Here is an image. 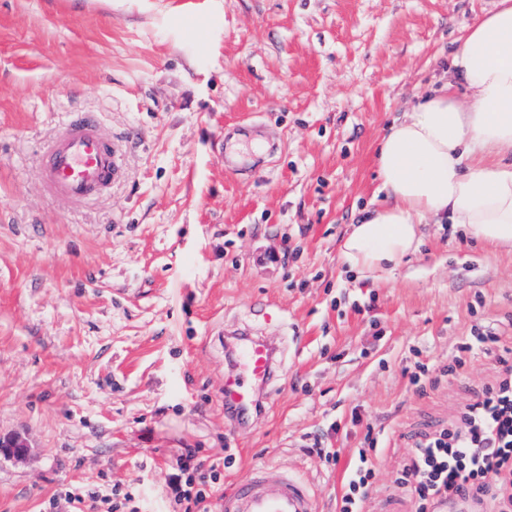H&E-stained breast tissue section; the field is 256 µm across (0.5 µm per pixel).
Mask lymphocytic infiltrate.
<instances>
[{"mask_svg":"<svg viewBox=\"0 0 512 512\" xmlns=\"http://www.w3.org/2000/svg\"><path fill=\"white\" fill-rule=\"evenodd\" d=\"M499 365L495 386L468 404L456 424L410 449L397 483L417 512H436V503L461 491L492 512H512V363L503 358ZM169 479L183 512H211L224 487L216 464H205L194 448L176 457ZM375 489V467L360 456L337 512H363Z\"/></svg>","mask_w":512,"mask_h":512,"instance_id":"lymphocytic-infiltrate-1","label":"lymphocytic infiltrate"}]
</instances>
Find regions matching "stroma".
<instances>
[{"label": "stroma", "instance_id": "1", "mask_svg": "<svg viewBox=\"0 0 512 512\" xmlns=\"http://www.w3.org/2000/svg\"><path fill=\"white\" fill-rule=\"evenodd\" d=\"M497 0H0V512H181L180 449L293 468L336 512L367 454L364 512H414L409 448L456 423L512 359V252L449 224L385 282L338 248L383 201L385 128ZM73 112L121 140L123 176L72 206L38 179ZM275 341L260 414L224 409L225 333ZM494 356L446 373L465 336ZM434 368L425 386L415 362ZM325 436L330 464L308 451Z\"/></svg>", "mask_w": 512, "mask_h": 512}]
</instances>
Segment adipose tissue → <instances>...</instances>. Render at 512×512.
I'll use <instances>...</instances> for the list:
<instances>
[{"instance_id": "adipose-tissue-1", "label": "adipose tissue", "mask_w": 512, "mask_h": 512, "mask_svg": "<svg viewBox=\"0 0 512 512\" xmlns=\"http://www.w3.org/2000/svg\"><path fill=\"white\" fill-rule=\"evenodd\" d=\"M448 83L395 119L376 155L382 207L339 246L348 273L380 280L418 253L427 221L512 250V0L470 25L448 61ZM472 93L459 102L450 82Z\"/></svg>"}]
</instances>
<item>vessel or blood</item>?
<instances>
[{
  "label": "vessel or blood",
  "instance_id": "obj_1",
  "mask_svg": "<svg viewBox=\"0 0 512 512\" xmlns=\"http://www.w3.org/2000/svg\"><path fill=\"white\" fill-rule=\"evenodd\" d=\"M119 175L117 155L95 116H70L46 149L40 181L49 197L75 204L105 191ZM275 349L250 331L236 335V373L224 378V407L247 416L275 374ZM222 512H317V500L298 475L265 465L252 469L222 500Z\"/></svg>",
  "mask_w": 512,
  "mask_h": 512
}]
</instances>
